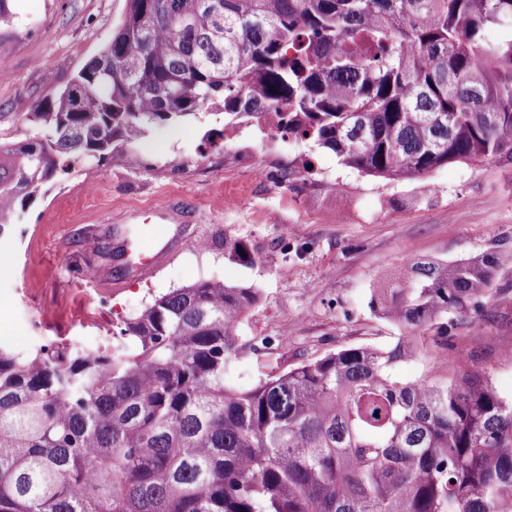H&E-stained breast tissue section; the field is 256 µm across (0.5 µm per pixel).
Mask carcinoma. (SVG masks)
Returning <instances> with one entry per match:
<instances>
[{"label":"carcinoma","mask_w":512,"mask_h":512,"mask_svg":"<svg viewBox=\"0 0 512 512\" xmlns=\"http://www.w3.org/2000/svg\"><path fill=\"white\" fill-rule=\"evenodd\" d=\"M512 0H127L100 54L0 140V238L19 197L81 158L223 103L269 112L369 175L512 160ZM413 258L373 308L387 349L347 347L224 386L252 285L157 296L110 350L0 345V512H512V402L465 359L448 380L397 365L448 312L477 311L499 266Z\"/></svg>","instance_id":"cac0c4a2"}]
</instances>
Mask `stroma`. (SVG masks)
<instances>
[{
    "instance_id": "35a3bbf8",
    "label": "stroma",
    "mask_w": 512,
    "mask_h": 512,
    "mask_svg": "<svg viewBox=\"0 0 512 512\" xmlns=\"http://www.w3.org/2000/svg\"><path fill=\"white\" fill-rule=\"evenodd\" d=\"M0 23V135L22 140L27 112L65 87L111 40L126 0H9ZM135 164L81 159L24 198L0 239V344L104 349L115 325L156 296L203 279L249 284L260 299L238 328L245 350L224 377L246 389L351 346L386 348L401 331L371 307L374 288L409 257L453 262L512 253V161L479 158L410 180L344 165L313 141L280 134L270 117L225 127L206 107L132 140ZM265 174L255 177V165ZM176 242L150 277L126 247L145 214ZM96 240L89 249L88 240ZM238 243L255 258L229 260ZM102 271L95 284L85 268ZM480 313L448 315L453 339L427 343L396 372L448 377V356L473 358L512 401V264L497 269ZM271 339L253 351V337Z\"/></svg>"
}]
</instances>
